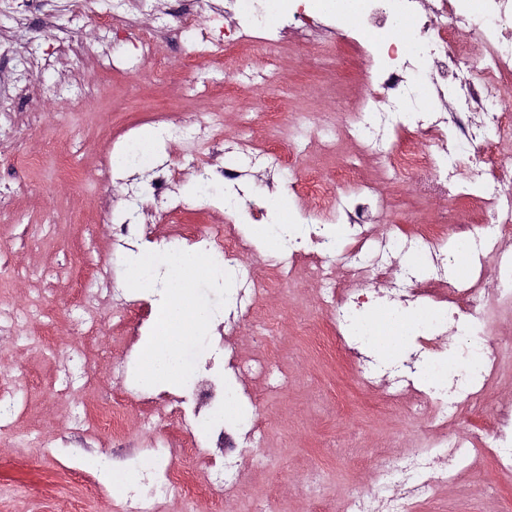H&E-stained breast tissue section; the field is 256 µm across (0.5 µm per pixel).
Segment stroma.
Segmentation results:
<instances>
[{"label": "stroma", "instance_id": "35a3bbf8", "mask_svg": "<svg viewBox=\"0 0 512 512\" xmlns=\"http://www.w3.org/2000/svg\"><path fill=\"white\" fill-rule=\"evenodd\" d=\"M50 22L21 21L13 0H0V100L14 103L18 116L8 135L22 143L25 157L0 160V175L11 177L18 199L0 213V301L19 306L27 320L13 337H0V391L18 394L25 407L14 427L0 435V512H119L122 486L99 488L84 460L62 453L72 415L94 413L98 395L112 391L111 363L128 344L112 329L109 305L100 307L102 330L95 343L82 342L77 292L81 273L109 258L122 287L129 271L110 253L111 224H103L104 201L112 203V222L124 216L127 186L100 179V163L112 143L130 127L154 121L179 122L194 116L213 120L227 138L244 136L260 146L288 154V129L312 134L306 153L285 167L278 186L337 176L352 168L358 181L376 183L389 209L379 228L413 216L427 224L447 207L480 220L484 209L468 200H439L417 194L406 177L384 178L377 161L341 140L325 146L322 132L341 126L366 101V78L342 40L330 34L306 44L294 27L274 20L283 32L277 46L247 41L234 52L199 56L198 45L177 32L179 0H159L144 12L141 29L154 40V54L141 61L138 42L100 29L95 9L74 11L69 0H49ZM67 32L73 53L29 82L17 75L27 56L51 57L56 34ZM187 175L175 191L184 204L186 224H229L232 216L217 200L196 192ZM256 249L255 274L272 289L262 305L280 321L278 348L288 373L276 393L258 409L270 424L265 442L238 457L245 483L236 497L212 493L198 450L189 448L176 465L196 471L197 493L185 498L172 488L162 512H250L258 501H279L282 512H317L364 486L365 468L349 457L369 459L375 448L422 446L429 434L420 421L383 411L382 390H361L335 349L319 345L328 333L318 322L317 341L303 339L299 325L311 319L321 290L308 278L285 283L265 266ZM491 331L501 342L504 378L488 391L497 402L512 400V312L490 307ZM80 346L79 365L90 379L85 399L59 396L57 390L70 349ZM416 512H512V474L501 473L486 455Z\"/></svg>", "mask_w": 512, "mask_h": 512}]
</instances>
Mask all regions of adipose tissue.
<instances>
[{
  "label": "adipose tissue",
  "instance_id": "adipose-tissue-1",
  "mask_svg": "<svg viewBox=\"0 0 512 512\" xmlns=\"http://www.w3.org/2000/svg\"><path fill=\"white\" fill-rule=\"evenodd\" d=\"M161 262L170 269V299L158 322L154 341L141 351L142 380L147 384L176 381L184 376L182 352L208 321V313L196 299L194 288L199 277L209 272V262L193 252L181 256L142 252L132 266L134 287L149 288L150 271Z\"/></svg>",
  "mask_w": 512,
  "mask_h": 512
}]
</instances>
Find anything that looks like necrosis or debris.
Returning a JSON list of instances; mask_svg holds the SVG:
<instances>
[{
  "label": "necrosis or debris",
  "mask_w": 512,
  "mask_h": 512,
  "mask_svg": "<svg viewBox=\"0 0 512 512\" xmlns=\"http://www.w3.org/2000/svg\"><path fill=\"white\" fill-rule=\"evenodd\" d=\"M237 2L207 0L214 17L236 16L228 36L200 25L197 0H186L179 28L207 50L254 37L278 43L280 30L265 22L269 13L293 21L310 13L334 18L322 0H254L247 11L239 10ZM341 9L359 20L345 42L356 50L369 77V102L343 125L345 135L375 157L386 175L415 177L423 195L470 196L489 217L481 224L439 219L420 232L401 228L383 233L373 216L385 212L387 204L373 186L363 184L334 195L329 223L291 222L272 229L276 246L267 266L283 277L305 272L317 281L323 299L319 315L328 321L330 343L347 357L356 383L366 390L383 389L389 408L408 419L424 418L437 437L428 447L399 455L378 449L370 463L371 481L339 502L336 512H412L414 504L429 500L466 470L474 454H488L499 469L512 470V403L492 408L467 440L447 435L449 425L464 422L466 407L483 401L504 366L486 307H512V248L505 246L512 239V170L498 162L512 146L496 137L512 123V0H342ZM410 20L418 34L398 48L389 33ZM474 43L481 48L478 78L467 65ZM474 113L479 116L475 122L470 119ZM221 148L225 160L216 169L198 154L178 162L156 161L148 172L147 194L170 221L168 236L154 240L148 225L128 220L113 225L112 248L133 256L152 241L163 253L201 245L213 267L212 285L224 291V307L213 310L212 318L228 328L249 319L262 324L261 302L270 286L253 273L251 240L233 224L192 229L181 224L183 207L172 191L180 167L191 168L198 183L223 186L225 210L248 208L252 223H263L269 203L246 197L242 160L264 165L268 153L245 137L222 141ZM489 266L496 276L492 288L485 283ZM88 276L92 285L79 296L84 336L98 334V309L104 302L112 306L113 325L126 328L125 311L133 300L118 287L109 261L89 268ZM371 284L382 285V292L368 293ZM381 311L406 321L405 342L393 354L380 350L375 328L365 322ZM447 335L455 339L449 350L442 345ZM277 358L269 349L243 361L225 352L223 337L207 340L188 372L190 401L171 399L170 388L161 387L154 400L141 402L144 424L162 415L184 426L177 447L162 442L131 448L123 427L122 393L98 405L91 426L73 424L64 443L88 453L102 431L112 436L113 461L141 457V481L152 489L145 494L140 482L128 484L122 512H158L177 484L194 492V476L172 464L180 447L205 449L210 484L232 493L242 479L239 449L260 445L266 434L256 412L260 393L275 391L286 378ZM245 375L260 383V390L235 386V379ZM409 393L413 401L404 402ZM228 403L241 410L230 422L223 416Z\"/></svg>",
  "instance_id": "obj_1"
}]
</instances>
